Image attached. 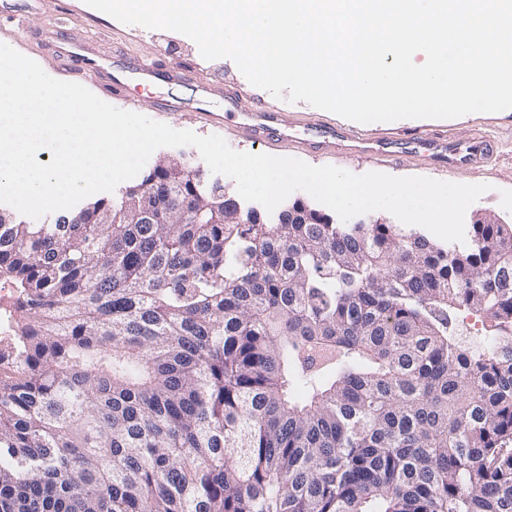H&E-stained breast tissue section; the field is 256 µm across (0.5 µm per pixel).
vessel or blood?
<instances>
[{"label": "vessel or blood", "mask_w": 512, "mask_h": 512, "mask_svg": "<svg viewBox=\"0 0 512 512\" xmlns=\"http://www.w3.org/2000/svg\"><path fill=\"white\" fill-rule=\"evenodd\" d=\"M65 54L80 63L85 77L106 76L113 99L124 104L129 101L127 91L132 84H150L155 79L154 65L137 63L117 66L108 56L93 53L80 42L69 44ZM195 92L200 116L208 125L220 129L226 120H234L250 141L261 146L297 139L305 152L311 155L339 151L349 156L383 157L393 162L400 158L404 149L403 142L393 138H380L336 127L311 128L296 133L281 113L270 111L260 103L245 106L240 91L233 84L223 86L202 77L195 84ZM218 95L224 98V109L220 112L211 108L213 98ZM412 143L427 153L439 167L451 171L480 169L499 150L498 140L487 134L460 140L441 133L415 137Z\"/></svg>", "instance_id": "obj_1"}]
</instances>
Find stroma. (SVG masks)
I'll return each instance as SVG.
<instances>
[{
	"instance_id": "1",
	"label": "stroma",
	"mask_w": 512,
	"mask_h": 512,
	"mask_svg": "<svg viewBox=\"0 0 512 512\" xmlns=\"http://www.w3.org/2000/svg\"><path fill=\"white\" fill-rule=\"evenodd\" d=\"M59 40L83 42L96 52L120 61L171 63L186 71L182 82L160 81L134 91L135 112L199 135H210L211 129L196 114V97L192 79L202 75L223 82L236 83L241 92L257 98L267 106L283 112L296 130L314 125L348 128L344 118L314 108L305 102L290 104L274 98L265 90L251 85L233 61L222 58L204 59L190 38L167 30L147 29L125 25L115 19L98 15L84 0H0V43L7 44L21 54L35 59L50 76L68 82H83L85 87L102 100H109L107 90L97 81L81 80L73 65L54 56L51 43ZM165 97L177 98L181 110L176 114L158 111L156 102ZM369 133L396 135L414 129L421 132H444L459 139L475 132H489L499 137L503 149L486 166L474 172L437 170L429 166L419 153H410L391 164L375 158L335 155L307 158L298 143H282L272 147L275 156L309 159L311 165H332L354 174L381 172L398 177L424 176L432 179L486 184L488 190L467 210L466 221L480 214H489L500 222L512 225V109L497 113H472L460 119L427 122L421 119H403L393 122L365 124Z\"/></svg>"
}]
</instances>
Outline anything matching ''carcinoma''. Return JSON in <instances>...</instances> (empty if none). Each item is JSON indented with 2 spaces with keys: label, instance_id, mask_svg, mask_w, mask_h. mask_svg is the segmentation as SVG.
<instances>
[{
  "label": "carcinoma",
  "instance_id": "cac0c4a2",
  "mask_svg": "<svg viewBox=\"0 0 512 512\" xmlns=\"http://www.w3.org/2000/svg\"><path fill=\"white\" fill-rule=\"evenodd\" d=\"M141 185L0 207V512H512V227L243 223L182 156Z\"/></svg>",
  "mask_w": 512,
  "mask_h": 512
}]
</instances>
